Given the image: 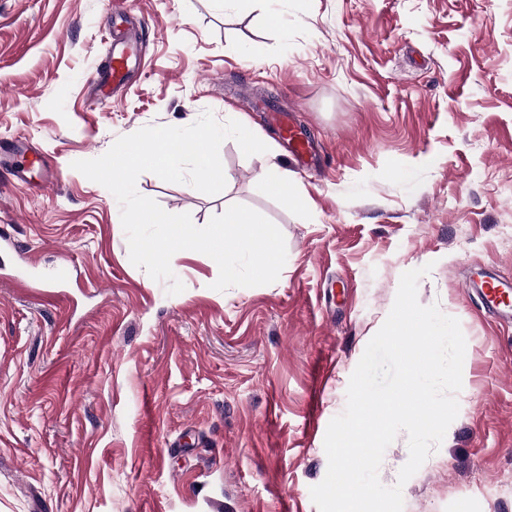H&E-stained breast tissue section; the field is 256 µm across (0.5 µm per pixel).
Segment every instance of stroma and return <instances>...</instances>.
Instances as JSON below:
<instances>
[{
    "instance_id": "35a3bbf8",
    "label": "stroma",
    "mask_w": 512,
    "mask_h": 512,
    "mask_svg": "<svg viewBox=\"0 0 512 512\" xmlns=\"http://www.w3.org/2000/svg\"><path fill=\"white\" fill-rule=\"evenodd\" d=\"M145 66L101 105L111 0H0V512H318L324 437L423 266L459 320V412L403 512H512V327L466 295L512 276V0H125ZM247 113L311 212L261 193L263 155L223 144L224 190L142 173L205 226L242 204L283 233L274 283L214 290L216 262L134 266L117 199L73 169L142 127ZM287 112L317 168L291 158ZM27 172L26 183L15 178Z\"/></svg>"
}]
</instances>
